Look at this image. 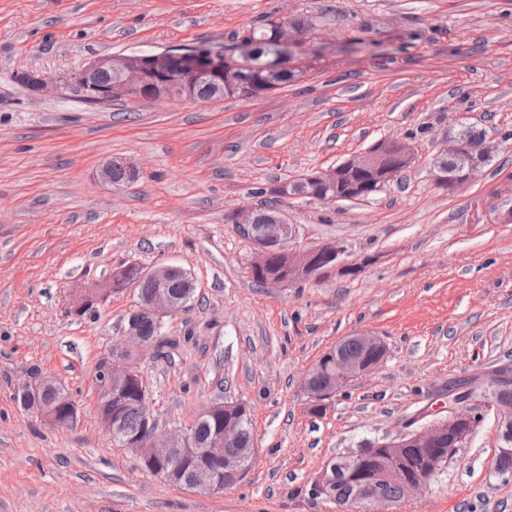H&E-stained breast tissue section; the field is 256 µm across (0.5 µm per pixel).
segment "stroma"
Listing matches in <instances>:
<instances>
[{
    "instance_id": "obj_1",
    "label": "stroma",
    "mask_w": 512,
    "mask_h": 512,
    "mask_svg": "<svg viewBox=\"0 0 512 512\" xmlns=\"http://www.w3.org/2000/svg\"><path fill=\"white\" fill-rule=\"evenodd\" d=\"M307 17L295 79L259 98L85 101L70 70L104 55L204 46L225 55L266 18ZM45 79L31 90L26 77ZM498 148L448 193L430 165L460 124ZM409 141L401 183L369 201H283L301 248L343 243L361 272L255 284L229 216L256 190L382 139ZM140 169L116 189L109 159ZM512 0H0V512H341L311 496L324 463L396 436L445 402L448 383L512 363ZM135 263L176 264L195 299L166 317L175 340L137 367L160 428L217 399L248 405L257 455L244 480L201 494L142 470L98 419L96 370L136 305L94 315L71 297ZM381 336L388 356L319 413L301 386L338 340ZM56 379L79 408L58 429L21 407ZM484 420L400 512H512V475Z\"/></svg>"
}]
</instances>
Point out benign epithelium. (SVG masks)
<instances>
[{
  "label": "benign epithelium",
  "mask_w": 512,
  "mask_h": 512,
  "mask_svg": "<svg viewBox=\"0 0 512 512\" xmlns=\"http://www.w3.org/2000/svg\"><path fill=\"white\" fill-rule=\"evenodd\" d=\"M273 65L252 60L250 48L241 47L239 59L220 60L206 50L195 49L186 53H139L132 55H113L97 58L75 69L70 77L84 92L86 98L94 101L112 99V89L96 85L97 76L103 72L114 74L120 79V94L124 97L141 98L149 94L154 99L195 98L196 89L203 79L213 72L223 76L217 89H227L237 96L258 94L256 73L267 71ZM492 146L487 140L478 143L461 136L448 138V148L444 154L455 160H465L467 165L454 169L439 168L433 172L437 188L453 192L466 184L476 174L480 160L491 153ZM413 160L406 142L401 140L378 141L364 152L355 155L327 169H311L299 176V181L307 185L321 186L327 192L316 197L320 202H339L345 197L338 191L346 171H371L381 169L384 176L377 187L386 186L393 170L407 165ZM120 169L131 179L140 177V171L123 159L106 162L101 170L103 181L112 182V171ZM293 236V225L288 223V215L282 214L271 224L260 229L253 242V263L261 266L273 254H279L288 261V281L313 280L323 272L322 263L334 260L338 273L344 275L350 270H359L364 262L344 264L340 261L343 247L338 244H323L309 249L294 250L288 247ZM160 287L140 297L136 309L128 316L124 336L112 350V357L103 364L101 380L97 381L100 396L105 404L98 407V418L109 434L117 437L121 444L131 450L140 467L168 480L184 481L191 489L200 493L218 492L222 486L230 488L240 483L246 476L248 466L253 462L256 450H242L232 455L226 449L233 445L237 429L233 425H220L211 430L209 437L202 443L197 441L193 428L161 429L151 414L144 415L143 429L134 436H126L121 431L118 413L112 411L113 400H123L130 394L144 395L142 377L125 352L135 351L142 354L157 350V341L141 335L139 320L147 316L156 322L179 312L188 301L195 284L184 270L173 264L159 266L145 271ZM179 276L186 290L175 295L162 284L173 276ZM112 292L110 284L98 288H86L74 295L71 300L72 311L102 304ZM356 337L364 346L365 356L352 358L341 351L336 344L328 351L336 361V367L328 381L320 388L313 384L316 368L307 370L302 379V388L309 397L321 403L338 393L352 380L376 372L386 361L387 349L381 337L370 331H361ZM374 358H369V355ZM55 388L50 379H40L27 385L23 392L34 398V411L46 423L62 428L72 426L78 419V408L67 395L44 403L41 395ZM472 397L463 403L448 400V405L438 410L432 419L419 413L411 418L404 430L384 441L376 448L363 446L355 451L340 454L329 459L312 482V491L325 499H331V490L343 476L351 477L358 471L362 462L372 455H378V469L371 479H362L354 483V491L348 502L342 506L345 512H393L391 503L378 494V483L394 481L400 478L397 461L402 449L413 445L417 448H429L438 440L448 439V455L434 457L424 473L404 482V501L408 502L423 494L429 488L432 479L439 474L447 458L468 442L483 421V415L474 407L477 394L489 398L490 406L497 417L498 429L504 433L512 430V367L481 370L471 376ZM234 404L221 400L206 406L198 416V421L224 419V411H232Z\"/></svg>",
  "instance_id": "1"
}]
</instances>
